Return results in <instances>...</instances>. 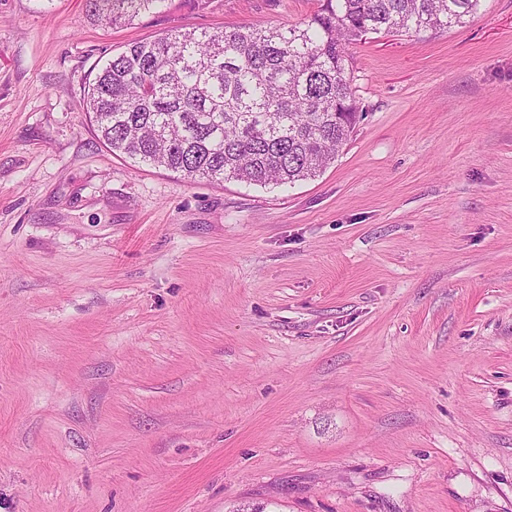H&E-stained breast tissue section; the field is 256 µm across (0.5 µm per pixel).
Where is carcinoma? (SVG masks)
<instances>
[{
	"instance_id": "carcinoma-1",
	"label": "carcinoma",
	"mask_w": 512,
	"mask_h": 512,
	"mask_svg": "<svg viewBox=\"0 0 512 512\" xmlns=\"http://www.w3.org/2000/svg\"><path fill=\"white\" fill-rule=\"evenodd\" d=\"M482 0H326L299 25L178 31L97 71L87 112L114 153L192 180L293 184L334 161L357 119L348 46L369 33L463 25ZM166 0H91L133 22Z\"/></svg>"
}]
</instances>
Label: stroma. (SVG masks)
Here are the masks:
<instances>
[{
	"label": "stroma",
	"mask_w": 512,
	"mask_h": 512,
	"mask_svg": "<svg viewBox=\"0 0 512 512\" xmlns=\"http://www.w3.org/2000/svg\"><path fill=\"white\" fill-rule=\"evenodd\" d=\"M323 0H0V512H512V0L350 45L287 188L116 155L98 67ZM167 0H92L100 21L112 25L132 23L142 14L161 10Z\"/></svg>",
	"instance_id": "obj_1"
}]
</instances>
